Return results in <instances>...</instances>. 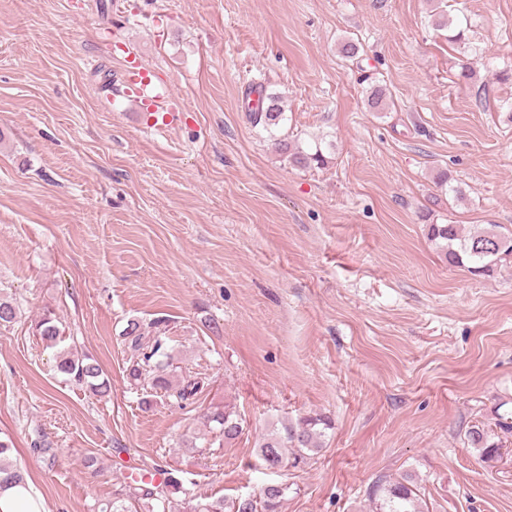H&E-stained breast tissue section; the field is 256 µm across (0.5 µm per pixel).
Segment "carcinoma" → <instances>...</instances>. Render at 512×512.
Returning <instances> with one entry per match:
<instances>
[{
  "label": "carcinoma",
  "mask_w": 512,
  "mask_h": 512,
  "mask_svg": "<svg viewBox=\"0 0 512 512\" xmlns=\"http://www.w3.org/2000/svg\"><path fill=\"white\" fill-rule=\"evenodd\" d=\"M437 28H448L451 35L448 40L454 43L464 41V29L452 26L444 11L432 14ZM249 90L260 94V107L248 113L250 122L265 130H275L285 120V105L282 96L266 93L265 87L258 83L249 86ZM366 105L371 112H386L390 109L391 96L386 86L373 83L369 86ZM282 153L287 155L288 162L296 167L307 168L312 165L324 166L328 163L321 147L306 152L287 143L281 144ZM426 235L436 245L448 262L466 268L478 275L490 276L497 271L499 265L512 258V231L502 232L497 225L482 231L465 234L458 224H428ZM35 332L41 342L54 347L61 342L64 330L57 317L47 312L35 324ZM145 334L143 324L131 319L122 331V336L131 345L139 347ZM162 344L155 342L150 353L144 354L143 360L133 362L127 368V378L133 385L142 382L146 367L153 356L161 349ZM57 371L66 376V381L88 389L96 396H106L111 391L108 377L105 375L97 359L85 352L69 349L60 353L56 365ZM151 385L167 395L174 396L181 402L193 399L204 386L202 378L188 375L178 385H173L165 367L156 364L151 373ZM206 427L215 434L218 445H226L236 440L243 431L242 418L228 405H214L205 413ZM330 422L322 416H306L291 423H285L281 429L270 433L259 445V453L263 467L277 470L283 466V449L293 450L294 460L299 461L309 453L321 448L320 439L325 436ZM470 445L480 450L487 460L498 456L499 445L493 441L488 432L479 425H473L467 432ZM11 447L8 442L0 440V488L16 484L23 480V475L16 464L10 459ZM288 492V485L277 482L265 484L260 496L250 495L239 497L231 505L224 506V501L201 502L184 486V480L173 476L158 485L146 486L143 489L144 512H177L174 495H184V512H279V508ZM377 512H419L413 508L415 494L413 488L404 482L378 485L373 490Z\"/></svg>",
  "instance_id": "carcinoma-1"
}]
</instances>
